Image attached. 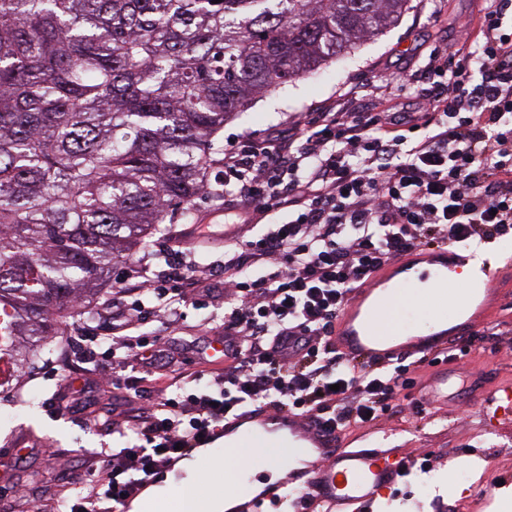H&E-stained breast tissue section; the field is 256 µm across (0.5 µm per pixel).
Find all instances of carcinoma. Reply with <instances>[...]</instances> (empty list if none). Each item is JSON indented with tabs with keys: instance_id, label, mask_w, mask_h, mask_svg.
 <instances>
[{
	"instance_id": "1",
	"label": "carcinoma",
	"mask_w": 512,
	"mask_h": 512,
	"mask_svg": "<svg viewBox=\"0 0 512 512\" xmlns=\"http://www.w3.org/2000/svg\"><path fill=\"white\" fill-rule=\"evenodd\" d=\"M410 0H0V360L18 377L207 190L256 99Z\"/></svg>"
}]
</instances>
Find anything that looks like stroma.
<instances>
[{"mask_svg": "<svg viewBox=\"0 0 512 512\" xmlns=\"http://www.w3.org/2000/svg\"><path fill=\"white\" fill-rule=\"evenodd\" d=\"M475 0H410V8L387 33L368 41L346 58L330 63L315 77L289 83L286 89L257 99L245 114L227 121L216 139L208 177L222 175L219 164L228 142L246 135L280 137L286 134L287 117L297 112H317L335 106L336 91L350 84L370 86L379 73L407 67L415 51L439 38L456 40L463 31L476 32ZM166 235L150 240L154 252L166 240H179L190 226L205 239L196 244L198 265L220 272L224 246L233 231L224 221V195L210 190L190 204L173 208L165 221ZM470 354L458 366L480 389L493 393L512 385V293L504 294L489 317L467 337ZM64 369L50 357L36 360L26 373L24 402L7 408L0 394V444L12 448H38L41 456L22 467H6L0 483L12 487L25 481L27 469L38 468L46 483L58 479L77 482L84 476L83 451L111 447L112 438L88 424L89 410L60 409L65 392ZM401 413L346 432L343 444L360 448H393L417 459H429L427 469H412L397 489L378 500L371 512H488L485 503L500 488L512 490V417L487 421L467 390L449 384L447 401L416 409L404 399ZM52 448L56 457L44 456Z\"/></svg>", "mask_w": 512, "mask_h": 512, "instance_id": "obj_1", "label": "stroma"}]
</instances>
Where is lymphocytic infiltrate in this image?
<instances>
[{"label": "lymphocytic infiltrate", "mask_w": 512, "mask_h": 512, "mask_svg": "<svg viewBox=\"0 0 512 512\" xmlns=\"http://www.w3.org/2000/svg\"><path fill=\"white\" fill-rule=\"evenodd\" d=\"M477 36L462 34L404 69L381 75L364 111L343 87L336 108L307 112L284 139L245 136L226 149L224 211L245 227L281 215L260 235L235 236L224 252V320L181 335L187 306L204 302L198 268L163 248L116 281L124 308L112 314L114 372L164 373L154 399L99 409L93 425L127 437L126 448L87 450L81 488L55 486L36 512H118L137 484L210 438L225 417L272 408L308 416L337 434L395 411L416 380L402 359L350 358L332 342L353 288L392 258L418 249L468 246L512 234V0L479 10ZM425 84L416 111L393 112L388 88ZM164 315L178 340L135 333ZM224 344L226 366L188 390L179 372L202 339Z\"/></svg>", "instance_id": "obj_1"}]
</instances>
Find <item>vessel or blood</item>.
Listing matches in <instances>:
<instances>
[{"label": "vessel or blood", "instance_id": "1", "mask_svg": "<svg viewBox=\"0 0 512 512\" xmlns=\"http://www.w3.org/2000/svg\"><path fill=\"white\" fill-rule=\"evenodd\" d=\"M503 285L500 261L474 267L454 247L417 251L353 291L334 341L355 358L435 353L466 335ZM421 303L431 320L411 327L408 313ZM224 453L238 461L224 473L226 512H279L289 489L301 492L304 512H366L411 463L391 448L346 447L315 420L273 409L226 419Z\"/></svg>", "mask_w": 512, "mask_h": 512}]
</instances>
